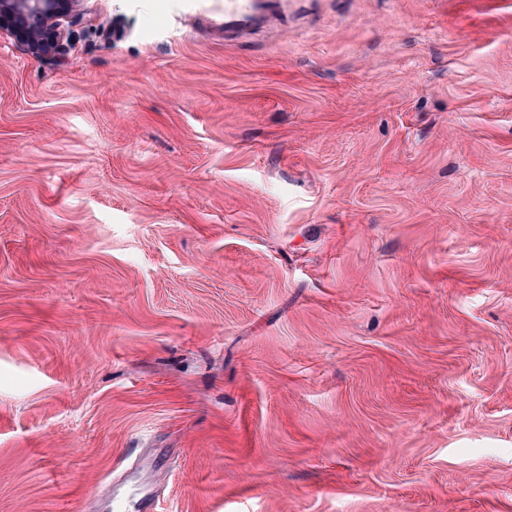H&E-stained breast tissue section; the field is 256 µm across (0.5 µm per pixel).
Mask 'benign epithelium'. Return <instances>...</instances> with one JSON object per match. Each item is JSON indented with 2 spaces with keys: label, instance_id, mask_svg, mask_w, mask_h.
<instances>
[{
  "label": "benign epithelium",
  "instance_id": "1",
  "mask_svg": "<svg viewBox=\"0 0 512 512\" xmlns=\"http://www.w3.org/2000/svg\"><path fill=\"white\" fill-rule=\"evenodd\" d=\"M78 5L79 0H0V32L34 56L63 55L69 46L67 23Z\"/></svg>",
  "mask_w": 512,
  "mask_h": 512
}]
</instances>
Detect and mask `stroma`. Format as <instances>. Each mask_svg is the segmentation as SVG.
I'll list each match as a JSON object with an SVG mask.
<instances>
[{
    "label": "stroma",
    "mask_w": 512,
    "mask_h": 512,
    "mask_svg": "<svg viewBox=\"0 0 512 512\" xmlns=\"http://www.w3.org/2000/svg\"><path fill=\"white\" fill-rule=\"evenodd\" d=\"M262 10L0 34V512H512V0ZM260 0H224V28L243 26L253 19L254 5Z\"/></svg>",
    "instance_id": "1"
}]
</instances>
